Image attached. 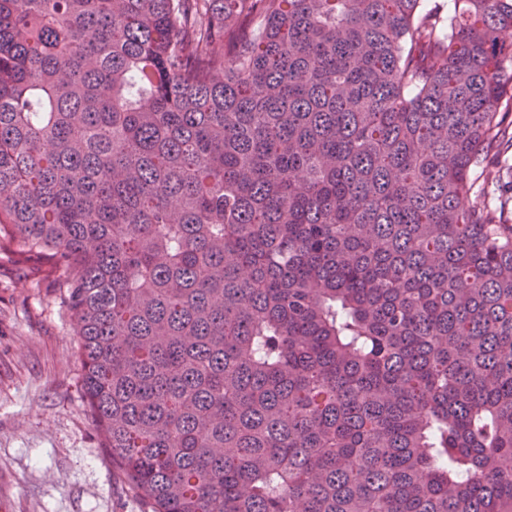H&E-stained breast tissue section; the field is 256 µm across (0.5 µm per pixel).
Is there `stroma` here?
Wrapping results in <instances>:
<instances>
[{
    "instance_id": "stroma-1",
    "label": "stroma",
    "mask_w": 512,
    "mask_h": 512,
    "mask_svg": "<svg viewBox=\"0 0 512 512\" xmlns=\"http://www.w3.org/2000/svg\"><path fill=\"white\" fill-rule=\"evenodd\" d=\"M78 322L45 265L0 250V512H144L99 446Z\"/></svg>"
}]
</instances>
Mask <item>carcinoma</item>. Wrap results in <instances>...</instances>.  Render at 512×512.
<instances>
[{
	"label": "carcinoma",
	"mask_w": 512,
	"mask_h": 512,
	"mask_svg": "<svg viewBox=\"0 0 512 512\" xmlns=\"http://www.w3.org/2000/svg\"><path fill=\"white\" fill-rule=\"evenodd\" d=\"M0 0V242L150 512H512V0Z\"/></svg>",
	"instance_id": "cac0c4a2"
}]
</instances>
